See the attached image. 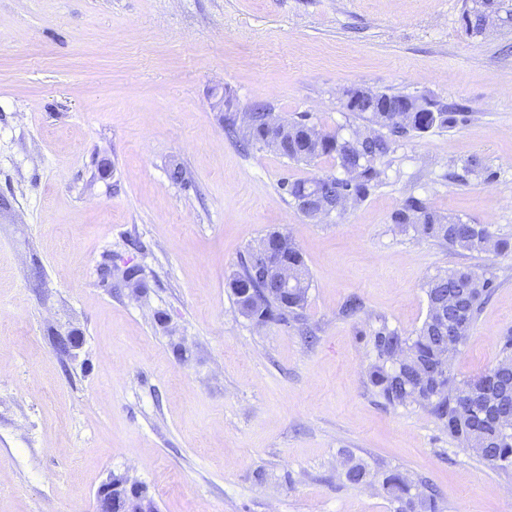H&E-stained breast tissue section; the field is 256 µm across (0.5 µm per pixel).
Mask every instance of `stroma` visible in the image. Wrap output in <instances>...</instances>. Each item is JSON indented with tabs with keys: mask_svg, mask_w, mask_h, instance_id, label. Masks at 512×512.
<instances>
[{
	"mask_svg": "<svg viewBox=\"0 0 512 512\" xmlns=\"http://www.w3.org/2000/svg\"><path fill=\"white\" fill-rule=\"evenodd\" d=\"M473 0H0V512H94L109 479L156 512H390L374 471L426 480L442 512H512V470L367 386L380 325L411 334L425 282L469 265L499 282L453 362L493 367L512 330V255L474 258L400 232L406 197L512 235V0L481 34ZM463 105L401 138L380 183L305 218L282 178L336 173L242 152L215 96L326 132L363 127L349 88ZM483 162L469 174L472 157ZM186 180L172 182L171 164ZM309 269L307 345L256 325L227 286L269 231ZM136 265L143 286L106 265ZM362 308L347 317L343 306ZM56 331L80 346L59 355Z\"/></svg>",
	"mask_w": 512,
	"mask_h": 512,
	"instance_id": "stroma-1",
	"label": "stroma"
}]
</instances>
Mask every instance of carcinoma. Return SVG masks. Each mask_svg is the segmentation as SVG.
I'll return each mask as SVG.
<instances>
[{"instance_id": "cac0c4a2", "label": "carcinoma", "mask_w": 512, "mask_h": 512, "mask_svg": "<svg viewBox=\"0 0 512 512\" xmlns=\"http://www.w3.org/2000/svg\"><path fill=\"white\" fill-rule=\"evenodd\" d=\"M429 112H370L368 105H356L352 112L377 126L375 134L345 137L326 132L323 140L312 142L306 130V118L288 122L293 129L285 151L287 159L310 164L330 157L340 169H353L356 176L343 181L334 174L314 176L306 180L282 178L280 188L292 202L304 197H343L349 203L363 201L379 182L377 163L390 154L397 139L410 133H422L435 125L450 126L457 122L458 112L429 99ZM392 223L402 232L411 230L422 239L462 250L472 256L512 253V236L496 234L486 224H471L459 217L442 216L422 199L409 196L392 215ZM281 261L294 272H303L288 296L264 299L262 289L272 288L263 271L246 255L241 269L233 274L228 287L236 298L242 315L258 324L268 321L296 323L307 342L317 337L303 325L309 278L303 255L292 236L279 240ZM499 287L493 275L479 273L469 266L448 269L426 282L425 293L430 304L457 296L459 306L448 310L443 324L432 322L426 314L421 326L406 336L381 324L371 336L373 361L367 372L368 384L377 396L392 406L416 405L434 416L448 431V437L489 466L501 470L512 468V379L502 371H512V333L502 337L500 359L486 374L459 380L447 370L443 378L431 386L420 372L437 363L442 352L453 356L464 344L482 306ZM483 391L476 401L466 402L470 389ZM346 479L353 484L375 481L393 505V512H440L439 492L427 483L416 485L397 470L372 472L368 465L347 459Z\"/></svg>"}]
</instances>
